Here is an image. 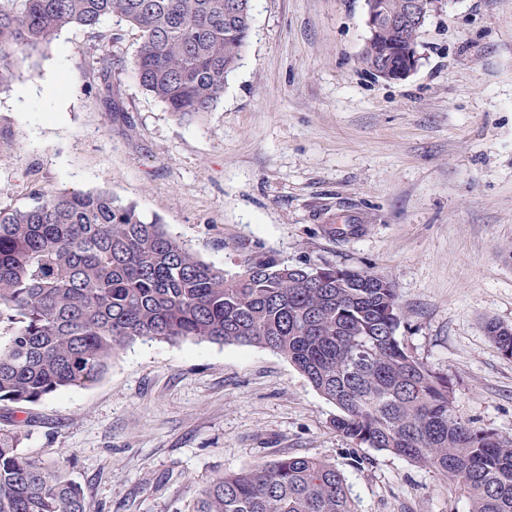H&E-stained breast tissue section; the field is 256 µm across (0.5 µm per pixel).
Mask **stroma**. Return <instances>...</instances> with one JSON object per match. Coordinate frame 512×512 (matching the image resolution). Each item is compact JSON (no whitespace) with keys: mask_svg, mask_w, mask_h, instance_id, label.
<instances>
[{"mask_svg":"<svg viewBox=\"0 0 512 512\" xmlns=\"http://www.w3.org/2000/svg\"><path fill=\"white\" fill-rule=\"evenodd\" d=\"M242 61L217 108L178 119L131 70L96 90L88 57L119 19L63 31L0 88V206L40 190H104L160 218L232 273L245 255L324 261L393 281L400 340L453 384L454 413L512 439V0H444L404 80L365 71V0H254ZM57 71L62 104L21 101ZM334 404L260 347L137 341L95 384L0 403L24 451L70 455L87 512H188L213 478L284 456L327 460L355 512H468L435 471L360 447ZM486 331L496 347L506 356H512V327L490 321Z\"/></svg>","mask_w":512,"mask_h":512,"instance_id":"1","label":"stroma"}]
</instances>
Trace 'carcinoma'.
Returning a JSON list of instances; mask_svg holds the SVG:
<instances>
[{"instance_id": "carcinoma-1", "label": "carcinoma", "mask_w": 512, "mask_h": 512, "mask_svg": "<svg viewBox=\"0 0 512 512\" xmlns=\"http://www.w3.org/2000/svg\"><path fill=\"white\" fill-rule=\"evenodd\" d=\"M253 0H0V87L65 29L116 16L140 33L130 67L181 119L213 111L238 68ZM422 26L382 24L361 63L396 72L418 53ZM0 402L36 404L87 387L138 339L261 346L288 359L339 414L355 444L422 463L469 501V512H512V440L457 417L448 376L399 340L393 282L330 262L290 265L250 254L228 275L157 219L104 190L48 191L0 208ZM512 356V327L490 321ZM0 428V512H87L71 459L44 463ZM191 512H355L345 475L317 458L283 457L221 475Z\"/></svg>"}]
</instances>
